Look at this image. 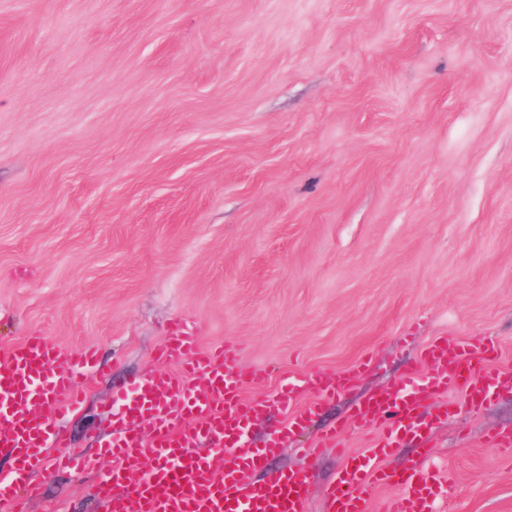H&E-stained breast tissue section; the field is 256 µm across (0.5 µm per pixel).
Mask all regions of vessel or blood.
I'll return each instance as SVG.
<instances>
[{
    "label": "vessel or blood",
    "mask_w": 512,
    "mask_h": 512,
    "mask_svg": "<svg viewBox=\"0 0 512 512\" xmlns=\"http://www.w3.org/2000/svg\"><path fill=\"white\" fill-rule=\"evenodd\" d=\"M157 355L178 362V371L148 375L121 392L111 432L100 441L112 465L91 495L105 512H306L307 472H270L266 461L346 386L347 375L316 373L285 383L269 398H249L246 390L259 380L238 369L237 345L199 350L183 323ZM491 355L486 344L435 340L422 355L421 384L384 390L360 404L351 420L371 440L363 453L345 454L326 490L329 512H368L373 484L395 491L386 512H435L448 476L430 472L421 459L400 472L380 462L403 439L424 438L426 398L459 386L476 404L490 384L512 387V371L486 367ZM94 363V350L74 357L38 334L0 348V449L14 461L10 474L0 476V512H23V495H39L31 475L47 448L65 442L54 415L76 408L77 381ZM307 391L313 397L306 401ZM272 406L285 416L284 425L263 442L249 439L253 417Z\"/></svg>",
    "instance_id": "1"
}]
</instances>
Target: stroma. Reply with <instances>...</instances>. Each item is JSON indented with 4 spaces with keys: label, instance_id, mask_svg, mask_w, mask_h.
<instances>
[{
    "label": "stroma",
    "instance_id": "35a3bbf8",
    "mask_svg": "<svg viewBox=\"0 0 512 512\" xmlns=\"http://www.w3.org/2000/svg\"><path fill=\"white\" fill-rule=\"evenodd\" d=\"M178 320L239 344L251 398L348 374L268 462L308 512L343 461L302 448L434 340L512 371V0H0V346L98 353L57 420L93 465L48 449L27 512H97L112 400L174 371ZM422 419L384 467L428 454L438 512H512V390Z\"/></svg>",
    "mask_w": 512,
    "mask_h": 512
}]
</instances>
